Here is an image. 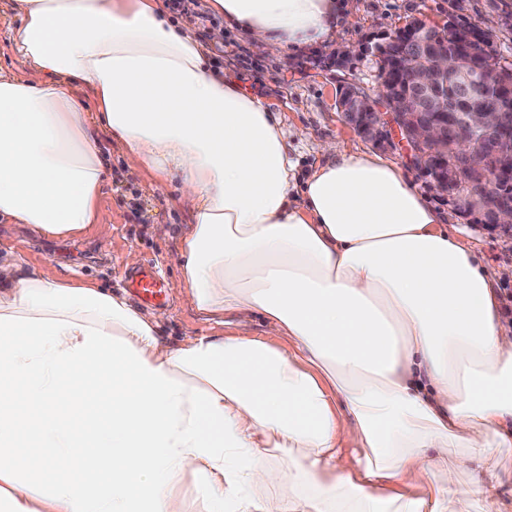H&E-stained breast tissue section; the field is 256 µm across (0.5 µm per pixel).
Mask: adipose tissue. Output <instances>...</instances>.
Returning a JSON list of instances; mask_svg holds the SVG:
<instances>
[{
  "mask_svg": "<svg viewBox=\"0 0 512 512\" xmlns=\"http://www.w3.org/2000/svg\"><path fill=\"white\" fill-rule=\"evenodd\" d=\"M207 6L285 66L354 12L351 0ZM13 10L0 223L51 238L98 224L110 137L128 174L178 180L191 207L184 300L236 333L173 346L162 314L0 256V512H466L472 493L480 512H505L512 331L500 275L404 170L327 141L298 177L280 116L213 72L164 0ZM258 317L281 344L251 333ZM104 385L111 403L74 426L86 391ZM25 443L43 449L41 468Z\"/></svg>",
  "mask_w": 512,
  "mask_h": 512,
  "instance_id": "ef3b65f1",
  "label": "adipose tissue"
}]
</instances>
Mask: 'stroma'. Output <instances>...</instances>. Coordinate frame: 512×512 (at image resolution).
<instances>
[{"mask_svg":"<svg viewBox=\"0 0 512 512\" xmlns=\"http://www.w3.org/2000/svg\"><path fill=\"white\" fill-rule=\"evenodd\" d=\"M354 4L350 22L285 68L274 57L253 54L235 29L226 28L223 39L210 49L216 68L279 112L290 154L304 170L315 163L320 143L329 139L351 152L376 150L372 142L345 125L336 109V90L350 80L370 95H377L376 59L367 49L407 20L458 16L488 32L496 61L512 63V24L503 20V8L512 7V0H354ZM343 47L355 54L346 72L337 70L330 61L333 52ZM107 162L114 174L104 189L99 211L100 223L111 228L107 249H100L90 232L52 239L37 236L19 224H0V254L13 252L24 265L51 276L111 287L113 293L126 296L135 306L140 300L127 277L140 267L153 265L168 287L163 305L168 317L160 327L163 341L175 345L191 336L232 334V327L207 321L182 304L171 255L190 221V210L180 198L177 182L160 190L154 188L149 175L129 182L119 174L117 156H109ZM407 175L413 187L444 214L449 230L459 231L462 240L474 247L485 267H512V239L480 222L478 215L460 212L446 197L433 193L425 173L408 168Z\"/></svg>","mask_w":512,"mask_h":512,"instance_id":"35a3bbf8","label":"stroma"}]
</instances>
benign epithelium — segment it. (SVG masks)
<instances>
[{"label":"benign epithelium","mask_w":512,"mask_h":512,"mask_svg":"<svg viewBox=\"0 0 512 512\" xmlns=\"http://www.w3.org/2000/svg\"><path fill=\"white\" fill-rule=\"evenodd\" d=\"M446 25L420 19L400 28L393 40V63L401 64L409 86L417 96L388 90L381 101L373 100L357 83L339 86L336 107L343 121L361 137L382 148L401 147L416 170L431 173V188L451 199L465 212L489 214L491 225L512 238V198L496 193L498 170L483 157L484 139L512 119L506 107L496 112H468L465 134L449 140L444 127L426 111L448 109V97L438 92L453 81L470 100L485 91L477 64L464 67L457 53L448 49Z\"/></svg>","instance_id":"1"}]
</instances>
